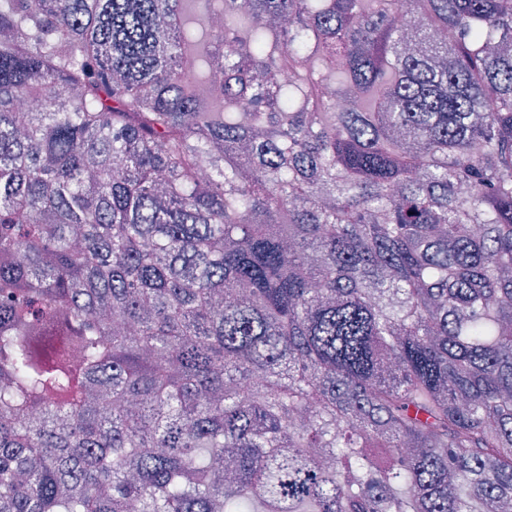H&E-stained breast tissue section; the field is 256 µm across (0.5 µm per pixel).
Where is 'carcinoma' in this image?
Masks as SVG:
<instances>
[{
    "label": "carcinoma",
    "instance_id": "carcinoma-1",
    "mask_svg": "<svg viewBox=\"0 0 512 512\" xmlns=\"http://www.w3.org/2000/svg\"><path fill=\"white\" fill-rule=\"evenodd\" d=\"M133 508L512 512V0H0V512Z\"/></svg>",
    "mask_w": 512,
    "mask_h": 512
}]
</instances>
